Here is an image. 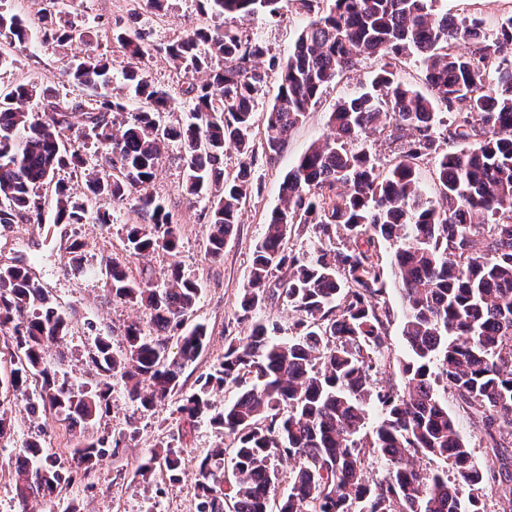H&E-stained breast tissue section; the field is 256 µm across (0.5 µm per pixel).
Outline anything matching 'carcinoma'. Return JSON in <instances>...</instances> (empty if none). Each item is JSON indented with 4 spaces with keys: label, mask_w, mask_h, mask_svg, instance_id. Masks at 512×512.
Listing matches in <instances>:
<instances>
[{
    "label": "carcinoma",
    "mask_w": 512,
    "mask_h": 512,
    "mask_svg": "<svg viewBox=\"0 0 512 512\" xmlns=\"http://www.w3.org/2000/svg\"><path fill=\"white\" fill-rule=\"evenodd\" d=\"M38 18L46 42H83L86 31L53 7ZM283 0H202L210 24L185 31L164 46L173 66L192 74L184 90L188 121L171 124L175 103L135 65L149 51L144 29L118 32L127 59L125 86L144 107L132 112L108 95L114 62L88 53L68 67L70 81L93 91L94 102L20 82L0 92V226L41 224L40 187L53 192L58 224L110 223L92 200L135 201L148 222L127 227V251L174 255L179 235L170 213L147 188L168 143L179 146L185 189L209 204L206 253L224 258V245L256 182L254 107L267 72L278 91L265 115L263 153L272 157L306 117L323 88L361 60L381 61L371 86L341 99L330 113L329 133L313 143L283 178L281 206L266 222L242 289V319L280 296L297 313L294 335L279 336L275 321L256 320L230 340L224 358L179 411L224 429L231 458L218 445L194 463L197 512H486L475 491L497 485L500 512H512V453L502 430L512 432V15L492 34L481 20H459L435 9L437 0H299L314 19L298 34L285 61L268 54L255 36L224 25L228 16L263 12L281 17ZM10 42L28 38L29 25L0 12ZM421 64V91L397 77L411 56ZM451 120L438 140L439 116ZM383 125L409 132L395 162L382 168L364 148L350 144ZM82 140L66 147L62 137ZM100 148L101 169L86 170L88 140ZM454 145L445 150L441 142ZM243 161L224 174V148ZM432 165L438 198L424 197L420 180ZM64 169L83 174L87 194L71 196L55 180ZM297 224H309L318 245L303 255L285 251ZM349 244L333 246L338 231ZM396 246L391 273L403 298L402 386H380L374 376L385 348L380 306L386 273L377 249ZM288 270L286 281L273 282ZM112 296L144 308L149 329L127 326L123 348L100 336L93 364L119 377L128 401L149 411L182 390L183 369L207 344L196 325L168 352L166 334L179 330L200 294L195 281L172 266L157 280H137L126 264L105 262ZM16 359L8 387L27 412H51L78 435L72 462L58 463L38 438L15 462L17 495L55 498L78 474H87L119 447L123 435L98 434L110 413V384L76 386L45 361L68 331L66 318L26 266H0V332ZM241 390L216 410L212 395L228 384ZM453 396L483 433L486 457L478 465L456 417L439 390ZM379 412L371 434L369 411ZM446 468L416 466V457ZM381 459L385 475L366 477L368 460ZM294 462L288 494L271 510L276 462ZM175 484L183 451L167 444L152 452L138 476L156 466Z\"/></svg>",
    "instance_id": "carcinoma-1"
}]
</instances>
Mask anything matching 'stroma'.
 Instances as JSON below:
<instances>
[{
	"instance_id": "35a3bbf8",
	"label": "stroma",
	"mask_w": 512,
	"mask_h": 512,
	"mask_svg": "<svg viewBox=\"0 0 512 512\" xmlns=\"http://www.w3.org/2000/svg\"><path fill=\"white\" fill-rule=\"evenodd\" d=\"M0 6L21 15L30 24L27 41L13 43L11 47L15 65L0 69L2 90L21 81H35L55 92L77 94V87L65 73L69 62L83 51L122 61L123 54L113 38L114 30L150 29L156 46L206 22L197 0H167L160 17L135 0H74L68 18L88 31V42L83 46L59 48L42 44L36 28L45 0H0ZM436 7L460 18L484 19L490 28L501 18L512 15V0H438ZM311 19V14L299 9L294 0H286L282 17H229L225 23L257 36L271 54L284 59L297 33ZM139 66L156 87L176 100L177 107L170 114V121L186 120L183 72L156 50L141 59ZM378 67L376 59L363 60L346 78L326 86L305 122L291 133L279 155L270 160L258 159L254 174L259 190L252 193L243 208L240 224L225 245L221 262H211L206 254L209 233L206 203L186 195L181 153L174 144L165 149L150 190L179 228L181 243L176 255L160 251L143 258L128 256L126 227L143 223L144 218L131 205L107 197L92 203L93 209L111 214L112 221L106 225L58 224L49 217L41 224H17L10 230L0 231V266L27 265L68 319L69 332L59 346L49 351L47 362L76 384L109 383L111 412L102 420L101 429L108 434L121 430L129 435L115 455L105 458L89 477L75 479L52 504L30 500V512H68L72 507L79 512H196L198 490L192 472H185L180 482L172 484L164 471L158 470L145 483L137 474L138 466L151 449L167 442H175L185 457L191 458L220 444L223 435L209 423H188L179 413V400L175 397L153 410H137L128 403L120 380L93 366L90 356L97 337H110L113 349H121L125 326L147 320L144 310L108 292L100 270L113 257L124 261L133 273L145 270L158 279L175 264L186 277L200 285L202 293L189 321L204 324L208 340L202 353L181 376L184 391L194 390L199 377L223 356L228 341L247 329L241 319L239 297L248 279L253 250L264 233L266 218L280 204L279 187L285 174L314 141L327 133L328 118L336 102L369 87ZM75 242L83 245L85 270L81 273L70 265V246ZM385 301L390 319L376 380L382 385H397L401 379L396 360L405 355L406 348L401 334L402 301L395 287H388ZM0 407L9 420V430L0 439V512H18L13 466L33 428L41 427L44 447L61 461H70L74 442L53 415L29 416L24 402L3 388H0Z\"/></svg>"
}]
</instances>
